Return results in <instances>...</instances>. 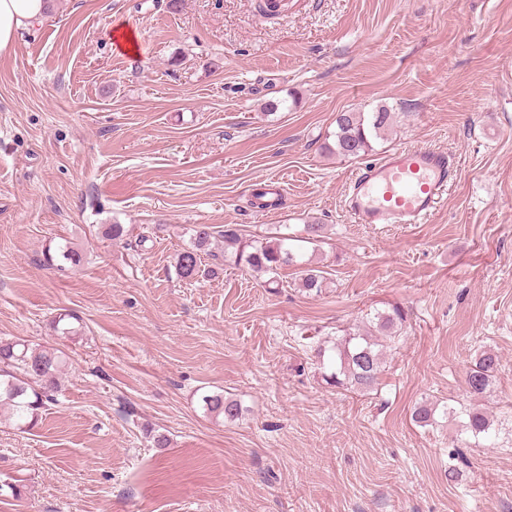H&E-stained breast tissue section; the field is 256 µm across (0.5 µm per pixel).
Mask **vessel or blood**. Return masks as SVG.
Wrapping results in <instances>:
<instances>
[{
	"label": "vessel or blood",
	"mask_w": 512,
	"mask_h": 512,
	"mask_svg": "<svg viewBox=\"0 0 512 512\" xmlns=\"http://www.w3.org/2000/svg\"><path fill=\"white\" fill-rule=\"evenodd\" d=\"M457 174L438 148L396 150L354 171L346 211L358 224H417L435 210Z\"/></svg>",
	"instance_id": "obj_1"
}]
</instances>
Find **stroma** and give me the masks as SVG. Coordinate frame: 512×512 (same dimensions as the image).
<instances>
[{
  "mask_svg": "<svg viewBox=\"0 0 512 512\" xmlns=\"http://www.w3.org/2000/svg\"><path fill=\"white\" fill-rule=\"evenodd\" d=\"M53 0L0 54V339L67 354L55 402L0 422V512H512V0ZM139 54L112 51V27ZM278 102L276 112L263 108ZM387 106L374 156L434 147L457 175L421 224L353 223L340 112ZM281 206L251 207L255 189ZM120 223L123 239L103 236ZM297 235L327 278L303 291L203 255L197 225ZM69 242L81 266L49 265ZM407 319L376 391L336 392L318 353L368 314ZM80 317L76 338L51 322ZM498 433L413 407L460 395L482 349ZM241 403L208 414L205 393ZM164 434L169 447L153 437ZM463 450L461 481L448 479Z\"/></svg>",
  "mask_w": 512,
  "mask_h": 512,
  "instance_id": "35a3bbf8",
  "label": "stroma"
}]
</instances>
